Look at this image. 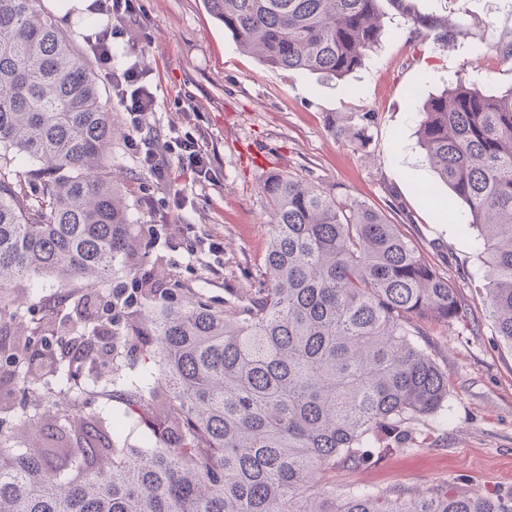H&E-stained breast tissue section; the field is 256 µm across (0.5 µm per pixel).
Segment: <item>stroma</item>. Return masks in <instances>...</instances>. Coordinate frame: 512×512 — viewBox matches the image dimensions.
I'll use <instances>...</instances> for the list:
<instances>
[{
    "instance_id": "stroma-1",
    "label": "stroma",
    "mask_w": 512,
    "mask_h": 512,
    "mask_svg": "<svg viewBox=\"0 0 512 512\" xmlns=\"http://www.w3.org/2000/svg\"><path fill=\"white\" fill-rule=\"evenodd\" d=\"M379 0L385 34L378 49L342 80L270 67L243 52L207 13L203 0H137L139 12L120 38L152 71L156 110L141 135L177 126L198 138L211 182L188 186L190 201L173 224L161 226L152 251L198 293L217 298L245 288L244 268L259 264L270 226L260 185L272 172L301 176L386 211L423 257L458 289L462 314L451 325L424 321L421 347L448 372V400L416 425L414 439L379 434L369 461L337 466L327 489L376 494L391 488L468 485L482 493L512 489V345L495 336L483 290L476 234L458 219H439L423 188L437 185L419 144L423 98L460 82L484 91L512 87V58L496 51L512 39V0ZM42 9L89 53L88 40L106 18L97 0H40ZM433 22L415 35L407 13ZM465 27L461 45L445 29ZM196 111L184 114L180 103ZM365 146H358L357 131ZM122 184L131 223H148L147 204L162 207L166 186L141 173L118 139L107 158ZM224 240L218 273L189 263L186 244L208 234ZM23 325L0 329L12 344L22 328L50 314L67 335V305L49 278L24 283Z\"/></svg>"
}]
</instances>
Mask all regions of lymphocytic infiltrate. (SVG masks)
Listing matches in <instances>:
<instances>
[{"mask_svg":"<svg viewBox=\"0 0 512 512\" xmlns=\"http://www.w3.org/2000/svg\"><path fill=\"white\" fill-rule=\"evenodd\" d=\"M100 9L111 22L92 40L91 50L109 78L113 103L125 114L128 143L139 168L156 182L173 188L171 207L148 211L151 222L168 224L185 201L182 189L175 186L177 178L182 176L194 183L208 181V163L192 133L174 129L159 141L139 138V131L156 106V96L148 82L150 71L137 58L120 67L112 64V43L122 34L126 20L135 16V0H100Z\"/></svg>","mask_w":512,"mask_h":512,"instance_id":"lymphocytic-infiltrate-1","label":"lymphocytic infiltrate"}]
</instances>
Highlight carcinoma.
I'll use <instances>...</instances> for the list:
<instances>
[{
    "label": "carcinoma",
    "mask_w": 512,
    "mask_h": 512,
    "mask_svg": "<svg viewBox=\"0 0 512 512\" xmlns=\"http://www.w3.org/2000/svg\"><path fill=\"white\" fill-rule=\"evenodd\" d=\"M39 2L0 0V327L23 318L4 290L76 284L65 296L80 356L49 348L48 323L13 347L30 403L0 425V512H512V491L319 487L337 461H367L377 433L405 441L448 400V371L415 337L419 319H458L456 288L383 211L274 172L261 184L271 231L250 288L224 300L193 291L149 260L105 161L112 112ZM378 2L204 0L262 63L329 80L377 49ZM418 135L448 187L446 212L478 232L489 314L512 345V87L461 82L429 96ZM17 157L32 165L23 177ZM118 273L105 342L101 290ZM135 353L144 369L129 375ZM99 355L109 374H85ZM102 399L122 411L102 414ZM130 421L152 436L147 448L121 442ZM54 422L59 434L30 447Z\"/></svg>",
    "instance_id": "cac0c4a2"
}]
</instances>
